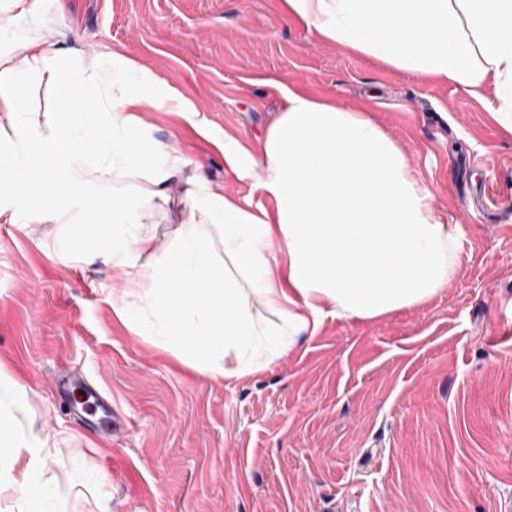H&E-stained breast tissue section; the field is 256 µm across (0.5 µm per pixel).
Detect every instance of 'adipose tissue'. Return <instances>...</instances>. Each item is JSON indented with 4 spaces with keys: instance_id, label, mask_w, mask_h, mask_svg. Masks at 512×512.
<instances>
[{
    "instance_id": "adipose-tissue-1",
    "label": "adipose tissue",
    "mask_w": 512,
    "mask_h": 512,
    "mask_svg": "<svg viewBox=\"0 0 512 512\" xmlns=\"http://www.w3.org/2000/svg\"><path fill=\"white\" fill-rule=\"evenodd\" d=\"M317 37L422 80L492 89L512 122V0H283ZM51 86L35 112L30 90ZM193 122L273 208L226 194L171 144L144 107ZM131 177L133 199L104 198ZM0 221L49 224L69 263L107 254L129 283L116 316L211 376L255 374L327 319L373 321L432 301L461 264V228L443 222L404 149L368 113L295 91L259 150L218 134L190 105L157 94L135 62L39 32L0 50ZM260 304L279 319L261 324ZM21 386L0 368V501L68 512L48 463L51 432L23 424Z\"/></svg>"
}]
</instances>
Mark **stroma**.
<instances>
[{
    "label": "stroma",
    "mask_w": 512,
    "mask_h": 512,
    "mask_svg": "<svg viewBox=\"0 0 512 512\" xmlns=\"http://www.w3.org/2000/svg\"><path fill=\"white\" fill-rule=\"evenodd\" d=\"M39 18L68 44L134 61L254 146L290 88L370 113L462 229L463 264L431 302L327 320L235 379L120 321L108 257L67 263L47 227L0 223V364L27 391L28 421L56 436L67 500L92 475L109 512H512V126L492 91L323 43L282 0H56ZM141 118L225 193L260 203L180 116ZM63 371L96 385L120 427L85 431L56 394Z\"/></svg>",
    "instance_id": "35a3bbf8"
}]
</instances>
